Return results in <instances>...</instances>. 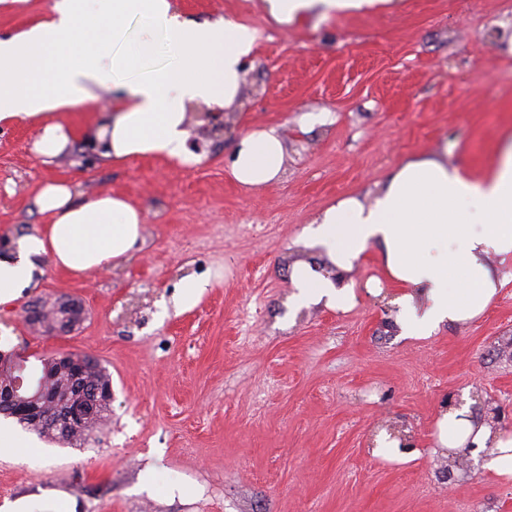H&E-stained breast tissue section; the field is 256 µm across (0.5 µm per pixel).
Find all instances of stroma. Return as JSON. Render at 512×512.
<instances>
[{
    "instance_id": "35a3bbf8",
    "label": "stroma",
    "mask_w": 512,
    "mask_h": 512,
    "mask_svg": "<svg viewBox=\"0 0 512 512\" xmlns=\"http://www.w3.org/2000/svg\"><path fill=\"white\" fill-rule=\"evenodd\" d=\"M52 0H0V38L39 21ZM201 19L256 28L250 81L229 134L204 138L192 167L108 162L90 144L44 162L37 127L0 123V251L39 222L30 199L47 180L121 193L143 209L142 250L83 277L52 263L0 308V353L25 378L60 353L112 375V414L81 447L21 430L0 453V512H512V480L479 461L448 466L435 444L447 404L469 398L480 421L512 424V281L480 318L426 339L399 336L396 287L376 252L352 277L356 305L292 310L288 267L332 201L370 199L405 162L447 151L479 175L512 141V0H398L281 26L261 0H174ZM285 133L281 179L237 183L238 138ZM202 282L193 303L186 281ZM84 311L64 334L31 328L37 300ZM413 446L378 448L386 425ZM152 484H144V473Z\"/></svg>"
}]
</instances>
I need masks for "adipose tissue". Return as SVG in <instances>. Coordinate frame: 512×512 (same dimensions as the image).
Masks as SVG:
<instances>
[{"mask_svg":"<svg viewBox=\"0 0 512 512\" xmlns=\"http://www.w3.org/2000/svg\"><path fill=\"white\" fill-rule=\"evenodd\" d=\"M385 2L261 0L281 25ZM256 38L231 16L188 18L173 0H53L41 21L0 39V122L37 121L34 150L50 160L73 141L61 114L104 101L111 120L84 134L103 158L155 157L190 167L201 155L189 145L188 110L241 109ZM286 157L277 128L255 129L238 141L229 171L239 184L259 188L280 179ZM31 209L43 224L0 252V306L32 286L44 260L83 276L114 267L144 242L141 207L117 193L89 195L73 183L46 181ZM315 222L302 244L321 252L330 268L293 264L294 307L350 310L356 292L344 275L373 247L398 288L399 335L428 338L482 315L512 280V145L479 177L442 154L409 160L372 203L345 197ZM437 431L440 447L474 450L486 472L512 478L511 432L475 422L464 405L442 412Z\"/></svg>","mask_w":512,"mask_h":512,"instance_id":"adipose-tissue-1","label":"adipose tissue"}]
</instances>
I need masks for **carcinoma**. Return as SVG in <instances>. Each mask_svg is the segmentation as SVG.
<instances>
[{
    "instance_id": "carcinoma-1",
    "label": "carcinoma",
    "mask_w": 512,
    "mask_h": 512,
    "mask_svg": "<svg viewBox=\"0 0 512 512\" xmlns=\"http://www.w3.org/2000/svg\"><path fill=\"white\" fill-rule=\"evenodd\" d=\"M82 359L81 367L69 373H63L59 377L54 374L53 359L42 360L40 381L43 382L41 400L47 414L45 419L34 423L22 414L20 405L8 404L1 398L0 414L16 418L19 423L43 439L76 447L83 445L91 433L109 419L112 397L106 395V389L112 387V381L110 374L97 359L87 355L82 356ZM23 375L24 367L22 365L5 356H0V388L10 385L11 381L17 380ZM57 392L74 401L97 400L95 414L80 426L72 427L65 433L60 431L51 423L58 413L57 403L54 400V395Z\"/></svg>"
}]
</instances>
